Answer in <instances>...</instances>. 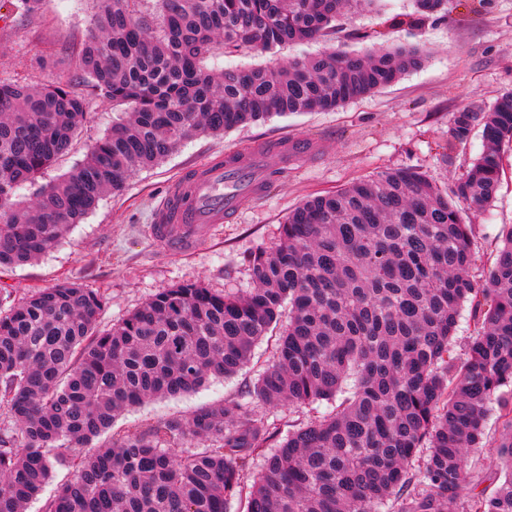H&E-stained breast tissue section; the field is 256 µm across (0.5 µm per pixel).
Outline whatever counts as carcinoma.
I'll list each match as a JSON object with an SVG mask.
<instances>
[{
	"label": "carcinoma",
	"instance_id": "obj_1",
	"mask_svg": "<svg viewBox=\"0 0 512 512\" xmlns=\"http://www.w3.org/2000/svg\"><path fill=\"white\" fill-rule=\"evenodd\" d=\"M38 13L46 0H7ZM100 0L69 48L79 74L35 87L0 78V268L53 249L102 196L185 140L222 136L273 116L336 109L425 62L415 45L324 51L279 66L215 72L206 61L317 40L374 0ZM413 28L454 0H415ZM120 110L72 172L37 184L89 117L76 85ZM485 149L450 191L415 168L356 179L288 213L275 245L250 255L253 288L200 282L157 294L108 330L102 297L76 282L0 298V401L15 430L0 436V512H26L55 467H73L43 512H512V228L479 269L475 225L512 145V90L453 113L448 144L474 127ZM36 186L29 202L16 188ZM470 305L475 336L454 333ZM286 321H281V318ZM280 327L250 400L188 418L113 430L123 411L194 391L250 363ZM343 398H337V395ZM339 400L282 431L265 408ZM500 412L502 480L475 491L468 460ZM196 449L176 453L186 444ZM261 470L248 490L241 479Z\"/></svg>",
	"mask_w": 512,
	"mask_h": 512
}]
</instances>
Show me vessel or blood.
<instances>
[{
	"label": "vessel or blood",
	"mask_w": 512,
	"mask_h": 512,
	"mask_svg": "<svg viewBox=\"0 0 512 512\" xmlns=\"http://www.w3.org/2000/svg\"><path fill=\"white\" fill-rule=\"evenodd\" d=\"M298 162L309 156L306 141H273L247 159L230 153L213 163L185 171L157 206L149 233L173 253L195 249L212 225L223 223L248 201L263 197L268 156Z\"/></svg>",
	"instance_id": "obj_1"
}]
</instances>
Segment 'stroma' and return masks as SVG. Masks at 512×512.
<instances>
[{"label": "stroma", "instance_id": "1", "mask_svg": "<svg viewBox=\"0 0 512 512\" xmlns=\"http://www.w3.org/2000/svg\"><path fill=\"white\" fill-rule=\"evenodd\" d=\"M459 0L447 17L415 30L389 28L398 44L416 45L424 64L378 92L335 110L276 116L241 126L221 137L199 136L183 143L160 165L135 172L125 189L104 195L96 209L38 261L0 269V298L19 300L28 292L77 281L105 302L101 327L118 323L152 296L178 283L204 282L216 292L252 288L249 256L274 245L288 211L305 200L335 191L360 177L401 167L430 174L453 187L466 165L483 150L480 129L466 143L449 147L448 122L473 101L491 102L512 88V0H489L479 12ZM414 0H377L372 7L345 14L326 41L286 45L275 52L216 53L210 69L276 65L324 49L361 51L367 33L386 26L395 15L413 12ZM97 0H48L42 15L27 17L0 8V77L23 83H49L72 75L76 61L67 53L84 39ZM387 27V26H386ZM111 105L92 99L90 117L71 150L43 175L52 181L84 159L91 144L111 126ZM303 139L314 150L311 162L289 166L266 197L219 225L210 239L188 255L168 253L148 235L152 213L169 184L189 166L205 164L228 152L244 153L258 142ZM476 227V251L492 260L504 226L512 224V147L502 150V180L492 205L466 214ZM273 342L264 340L252 363L231 379H214L189 394L153 400L121 414L115 428L134 432L163 418H186L198 408L236 401L267 366Z\"/></svg>", "mask_w": 512, "mask_h": 512}]
</instances>
